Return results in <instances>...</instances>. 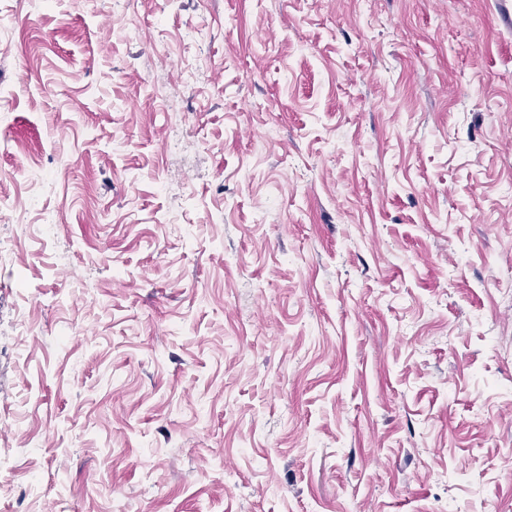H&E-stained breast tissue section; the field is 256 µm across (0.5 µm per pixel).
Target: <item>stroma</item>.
Here are the masks:
<instances>
[{"mask_svg":"<svg viewBox=\"0 0 512 512\" xmlns=\"http://www.w3.org/2000/svg\"><path fill=\"white\" fill-rule=\"evenodd\" d=\"M0 30V512H512V0Z\"/></svg>","mask_w":512,"mask_h":512,"instance_id":"stroma-1","label":"stroma"}]
</instances>
